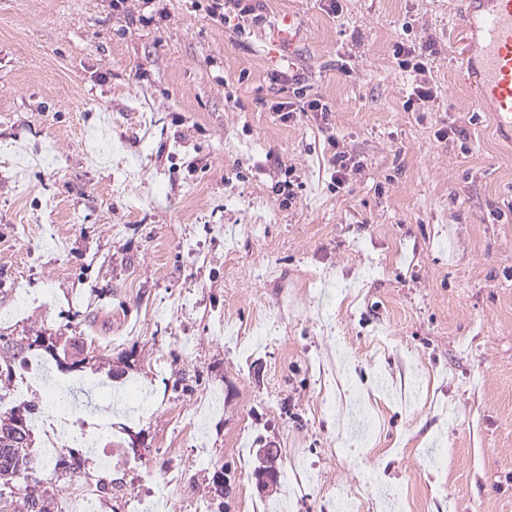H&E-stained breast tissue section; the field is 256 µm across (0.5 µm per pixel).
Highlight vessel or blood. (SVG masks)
Here are the masks:
<instances>
[{
  "instance_id": "obj_1",
  "label": "vessel or blood",
  "mask_w": 512,
  "mask_h": 512,
  "mask_svg": "<svg viewBox=\"0 0 512 512\" xmlns=\"http://www.w3.org/2000/svg\"><path fill=\"white\" fill-rule=\"evenodd\" d=\"M463 71L495 129L512 139V0H469Z\"/></svg>"
}]
</instances>
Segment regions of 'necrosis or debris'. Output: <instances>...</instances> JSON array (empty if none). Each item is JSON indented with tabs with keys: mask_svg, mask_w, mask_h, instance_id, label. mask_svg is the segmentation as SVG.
<instances>
[{
	"mask_svg": "<svg viewBox=\"0 0 512 512\" xmlns=\"http://www.w3.org/2000/svg\"><path fill=\"white\" fill-rule=\"evenodd\" d=\"M71 383L70 377L54 373L42 357H32L14 370L11 385L0 392V412L24 406L39 393L49 392L51 411L29 423L32 433L40 439L39 455L44 465L52 464L60 445L88 449L99 465L113 463L122 470L142 472L147 478L145 491L135 499V512H173L171 488L177 481L174 472L154 470L144 457L126 453L117 445H104V432L111 429V422L91 424L84 420L77 407L64 397ZM55 498L58 512H109L110 509L108 497L91 484L58 486Z\"/></svg>",
	"mask_w": 512,
	"mask_h": 512,
	"instance_id": "obj_1",
	"label": "necrosis or debris"
}]
</instances>
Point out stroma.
I'll use <instances>...</instances> for the list:
<instances>
[{
	"label": "stroma",
	"mask_w": 512,
	"mask_h": 512,
	"mask_svg": "<svg viewBox=\"0 0 512 512\" xmlns=\"http://www.w3.org/2000/svg\"><path fill=\"white\" fill-rule=\"evenodd\" d=\"M340 3L266 0L240 32L207 0H0V335L97 338L92 368L155 391L124 442L183 466L176 512L226 475L224 512L282 498L241 469L243 431L361 512H512V142L459 79L463 0ZM398 42L432 49L409 110ZM286 59L328 117L273 112ZM218 319L274 341L243 358ZM206 389L214 462L188 468Z\"/></svg>",
	"instance_id": "obj_1"
}]
</instances>
